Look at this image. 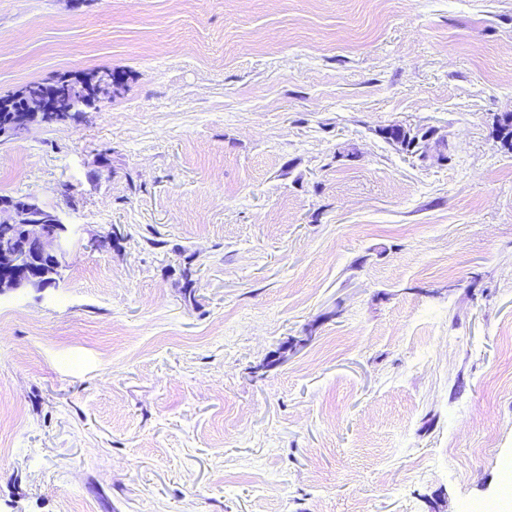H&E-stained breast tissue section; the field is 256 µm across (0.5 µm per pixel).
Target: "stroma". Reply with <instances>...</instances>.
<instances>
[{"label": "stroma", "mask_w": 512, "mask_h": 512, "mask_svg": "<svg viewBox=\"0 0 512 512\" xmlns=\"http://www.w3.org/2000/svg\"><path fill=\"white\" fill-rule=\"evenodd\" d=\"M103 70L0 140L68 226L0 295V512H512V0H0V96Z\"/></svg>", "instance_id": "35a3bbf8"}]
</instances>
